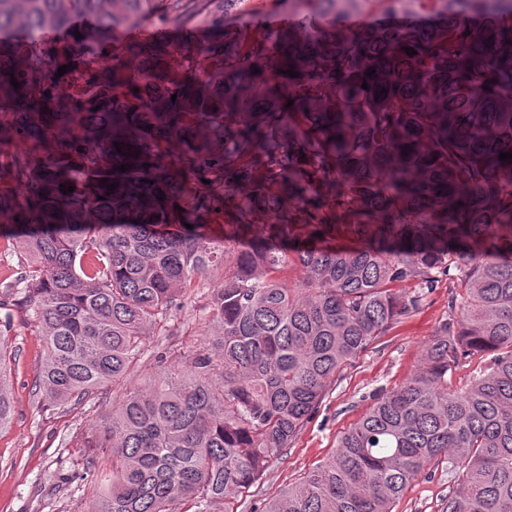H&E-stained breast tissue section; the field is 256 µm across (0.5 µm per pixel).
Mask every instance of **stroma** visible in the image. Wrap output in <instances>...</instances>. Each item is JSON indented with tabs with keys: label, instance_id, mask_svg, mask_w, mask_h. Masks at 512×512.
<instances>
[{
	"label": "stroma",
	"instance_id": "stroma-1",
	"mask_svg": "<svg viewBox=\"0 0 512 512\" xmlns=\"http://www.w3.org/2000/svg\"><path fill=\"white\" fill-rule=\"evenodd\" d=\"M31 262L19 240L0 233V341L11 353L14 416L0 429V512H87L93 485L83 480L88 451L71 440L112 411L105 388L91 402L67 413L53 410L34 386L44 356V338L24 308L6 290ZM224 283L223 267L194 281L185 306L173 312L165 330L146 338L144 365L130 381L144 387L165 366L186 367L188 355L206 347L212 332L211 296ZM453 282L441 277L432 288L396 283L402 294H421L417 312L403 317L353 362L328 390L316 414L296 439L270 463L260 484L239 503V512H261L273 495L298 482L335 451L343 432L368 410L379 390L399 387L417 370L423 352L449 314ZM170 349L166 363L155 355ZM454 480L439 467L418 475L395 502L393 512H443Z\"/></svg>",
	"mask_w": 512,
	"mask_h": 512
}]
</instances>
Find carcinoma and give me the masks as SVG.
Here are the masks:
<instances>
[{"instance_id": "1", "label": "carcinoma", "mask_w": 512, "mask_h": 512, "mask_svg": "<svg viewBox=\"0 0 512 512\" xmlns=\"http://www.w3.org/2000/svg\"><path fill=\"white\" fill-rule=\"evenodd\" d=\"M166 2L0 0V128L26 143L0 165V216L35 265L17 279L44 336L35 386L59 409L119 394L73 440L92 449L88 512H237L343 368L419 309L394 284L452 265L422 365L263 512H392L442 464L444 512H512V0H283L298 26L182 46L180 65L207 59L203 86L157 79L159 43L100 65L119 30L213 25L240 0ZM229 257L210 348L128 388L146 336ZM7 361L0 341V427Z\"/></svg>"}]
</instances>
